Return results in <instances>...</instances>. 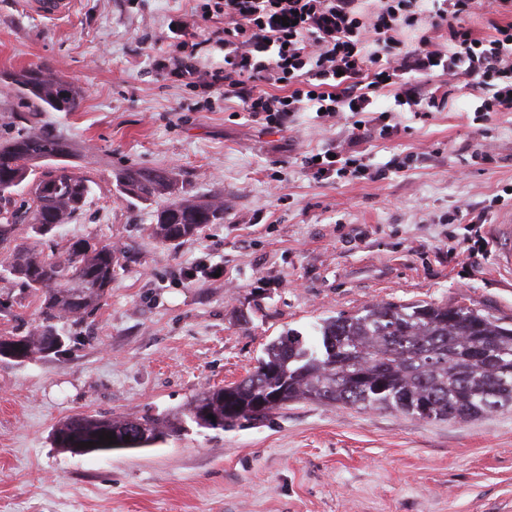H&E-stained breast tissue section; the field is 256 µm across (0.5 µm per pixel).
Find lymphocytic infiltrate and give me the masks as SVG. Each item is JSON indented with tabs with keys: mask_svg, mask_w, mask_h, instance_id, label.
Returning a JSON list of instances; mask_svg holds the SVG:
<instances>
[{
	"mask_svg": "<svg viewBox=\"0 0 512 512\" xmlns=\"http://www.w3.org/2000/svg\"><path fill=\"white\" fill-rule=\"evenodd\" d=\"M487 0H204L203 15L224 19L222 66L199 69L177 57L159 70L202 95L222 91L241 111L270 127H282L297 112L353 121L338 151L307 156L314 176L333 173L383 179L399 171L389 163L374 168L359 146L363 113L374 114L380 135L395 128L374 113L384 89L416 116L444 109L448 95L428 92L434 77L463 76L476 112H512V0H495L498 18L488 33L471 19Z\"/></svg>",
	"mask_w": 512,
	"mask_h": 512,
	"instance_id": "1",
	"label": "lymphocytic infiltrate"
}]
</instances>
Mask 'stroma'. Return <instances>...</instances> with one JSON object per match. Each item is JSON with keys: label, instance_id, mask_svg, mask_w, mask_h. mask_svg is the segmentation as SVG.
<instances>
[{"label": "stroma", "instance_id": "obj_1", "mask_svg": "<svg viewBox=\"0 0 512 512\" xmlns=\"http://www.w3.org/2000/svg\"><path fill=\"white\" fill-rule=\"evenodd\" d=\"M220 17L199 0H72L54 17L0 0V69L47 66L83 91L74 112H35L0 92V138L36 126L78 150L91 192L74 219L18 242L50 251L107 244L123 271L59 355L0 360V512H512V409L428 423L388 411L295 403L269 425L190 427L136 451L74 454L54 445L68 416L163 413L236 381L287 330L316 341L317 323L379 301L467 305L512 321V270L494 255L448 252L449 212L485 214L494 234L512 207V112L482 121L455 94L428 118L378 98L393 136L361 145L372 164L405 161L385 179L315 178L306 152L333 148L344 120L312 112L278 130L236 102L157 70L174 55L222 64ZM482 144L493 161L472 155ZM174 170L185 191H223L224 221L179 247L151 233L155 205L126 200L115 175ZM0 336L31 331L39 301L0 282Z\"/></svg>", "mask_w": 512, "mask_h": 512}]
</instances>
